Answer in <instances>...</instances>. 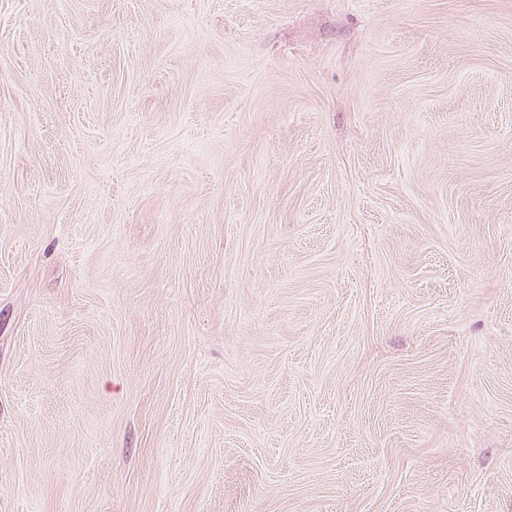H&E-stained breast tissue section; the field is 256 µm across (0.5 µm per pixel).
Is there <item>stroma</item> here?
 Wrapping results in <instances>:
<instances>
[{
  "instance_id": "35a3bbf8",
  "label": "stroma",
  "mask_w": 512,
  "mask_h": 512,
  "mask_svg": "<svg viewBox=\"0 0 512 512\" xmlns=\"http://www.w3.org/2000/svg\"><path fill=\"white\" fill-rule=\"evenodd\" d=\"M0 512H512V0H0Z\"/></svg>"
}]
</instances>
